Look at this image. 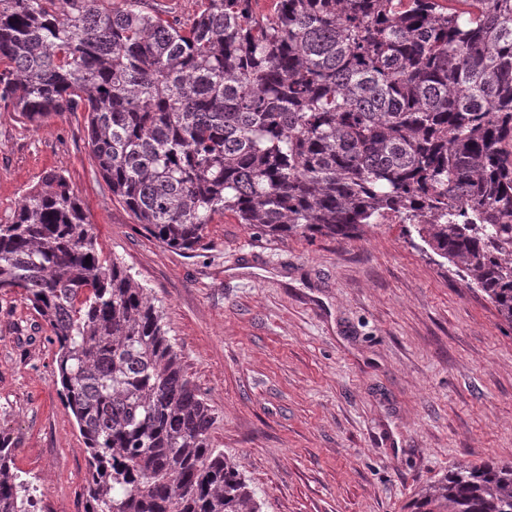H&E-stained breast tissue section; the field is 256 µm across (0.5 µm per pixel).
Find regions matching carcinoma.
<instances>
[{
	"instance_id": "cac0c4a2",
	"label": "carcinoma",
	"mask_w": 512,
	"mask_h": 512,
	"mask_svg": "<svg viewBox=\"0 0 512 512\" xmlns=\"http://www.w3.org/2000/svg\"><path fill=\"white\" fill-rule=\"evenodd\" d=\"M0 0V101L87 113L99 172L160 243L226 212L268 236L351 238L388 215L512 327V0ZM51 327L88 452L84 512H260L162 310L100 259L67 179L0 224V292ZM0 433V512H32ZM422 512H512V462L457 464Z\"/></svg>"
}]
</instances>
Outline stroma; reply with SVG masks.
<instances>
[{"label": "stroma", "instance_id": "stroma-1", "mask_svg": "<svg viewBox=\"0 0 512 512\" xmlns=\"http://www.w3.org/2000/svg\"><path fill=\"white\" fill-rule=\"evenodd\" d=\"M87 115L33 125L0 102V224L63 174L102 259L129 269L209 406L211 442L261 512H415L451 465L512 461V327L398 218L343 239L215 216L191 251L138 226L101 176ZM46 322L0 293V432L37 512H84L88 453Z\"/></svg>", "mask_w": 512, "mask_h": 512}]
</instances>
